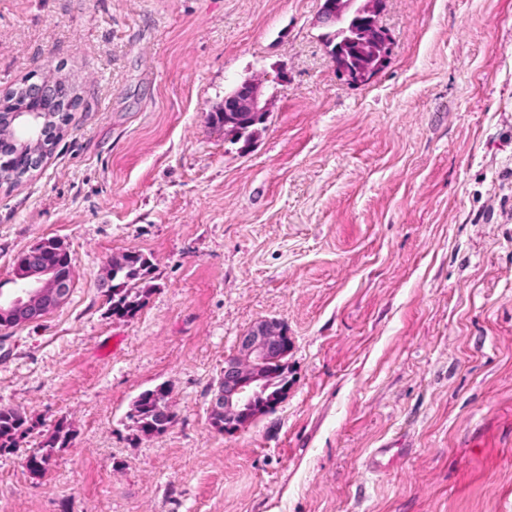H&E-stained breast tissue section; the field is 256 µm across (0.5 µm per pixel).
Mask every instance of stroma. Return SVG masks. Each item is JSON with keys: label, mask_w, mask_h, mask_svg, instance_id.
Returning <instances> with one entry per match:
<instances>
[{"label": "stroma", "mask_w": 512, "mask_h": 512, "mask_svg": "<svg viewBox=\"0 0 512 512\" xmlns=\"http://www.w3.org/2000/svg\"><path fill=\"white\" fill-rule=\"evenodd\" d=\"M319 9L0 0V104L50 75L80 97L0 187V293L49 238L74 281L0 340V404L32 425L0 453V512H512V0H387L366 84ZM249 77L269 117L236 142L210 114ZM129 252L151 267L119 317L103 285ZM265 318L294 340L288 396L218 432L224 359ZM159 386L174 421L147 434L130 413ZM71 437V432L65 421H59L53 430L45 434L43 440L32 453L28 455L27 462L37 464L40 467L34 468V471H42L51 461L52 448L64 447ZM28 464V465H29Z\"/></svg>", "instance_id": "stroma-1"}]
</instances>
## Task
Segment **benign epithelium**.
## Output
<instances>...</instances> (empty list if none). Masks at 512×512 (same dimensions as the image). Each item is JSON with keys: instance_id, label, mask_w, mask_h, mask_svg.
<instances>
[{"instance_id": "1", "label": "benign epithelium", "mask_w": 512, "mask_h": 512, "mask_svg": "<svg viewBox=\"0 0 512 512\" xmlns=\"http://www.w3.org/2000/svg\"><path fill=\"white\" fill-rule=\"evenodd\" d=\"M384 9L385 0H322L323 26L337 27L344 36V41L331 50V57L341 74L353 83L370 81L387 63L391 36L380 23ZM50 89L66 97V87L52 77L27 85L26 92L35 99ZM218 111L224 113V135L250 139L268 117L269 99L265 98L263 81L248 78L239 82L224 97ZM35 118H40L35 111L13 114L15 139L32 149L41 138L33 123ZM48 252L62 253L64 249L57 241L48 240L27 252L23 266L30 287L0 305L5 315L1 326L13 328L37 322L66 300L73 280L60 275L46 260ZM293 344L288 328L274 319L260 320L239 336L236 352L224 358V370L210 403V412L224 417V432H237L259 416L264 406L255 404L254 397L265 390V380L271 375L266 364L274 356L288 354Z\"/></svg>"}]
</instances>
